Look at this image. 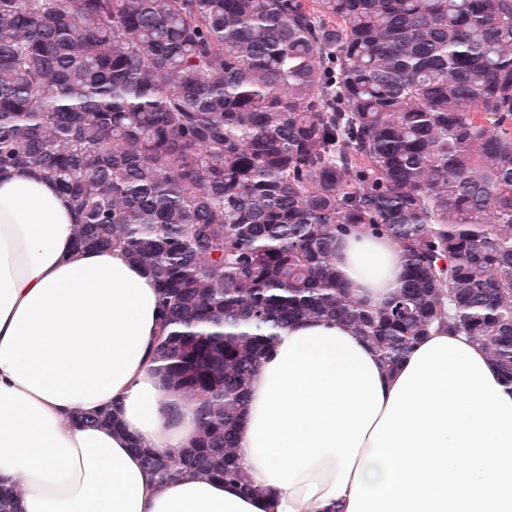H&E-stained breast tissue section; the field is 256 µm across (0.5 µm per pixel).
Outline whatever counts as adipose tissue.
<instances>
[{
    "label": "adipose tissue",
    "instance_id": "adipose-tissue-1",
    "mask_svg": "<svg viewBox=\"0 0 512 512\" xmlns=\"http://www.w3.org/2000/svg\"><path fill=\"white\" fill-rule=\"evenodd\" d=\"M66 197L32 170L0 180V487L19 512H512V384L445 330L396 367L332 320L283 330L251 379L237 447L252 492L186 474L157 485L140 443L187 446L192 409L164 390L154 278L82 249ZM342 285L389 300L390 237L338 238ZM111 413L107 426L85 415Z\"/></svg>",
    "mask_w": 512,
    "mask_h": 512
}]
</instances>
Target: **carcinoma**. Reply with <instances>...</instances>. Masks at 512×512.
<instances>
[{"label": "carcinoma", "mask_w": 512, "mask_h": 512, "mask_svg": "<svg viewBox=\"0 0 512 512\" xmlns=\"http://www.w3.org/2000/svg\"><path fill=\"white\" fill-rule=\"evenodd\" d=\"M32 168L157 281L188 446L135 451L250 491L248 385L279 333L350 324L394 368L433 328L512 384V0H0V177ZM401 247L371 307L334 244Z\"/></svg>", "instance_id": "1"}]
</instances>
